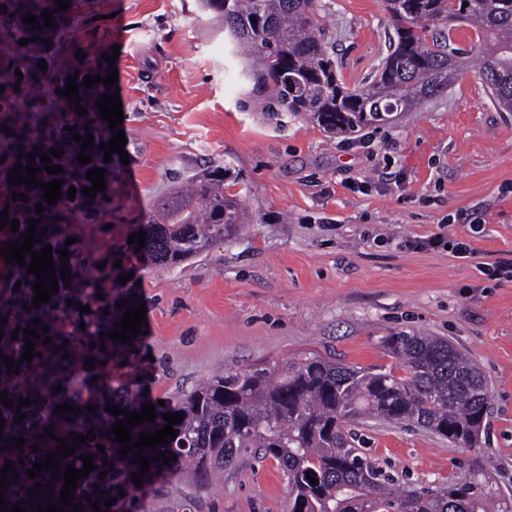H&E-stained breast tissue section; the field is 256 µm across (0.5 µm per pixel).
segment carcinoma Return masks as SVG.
I'll return each mask as SVG.
<instances>
[{"label":"carcinoma","mask_w":512,"mask_h":512,"mask_svg":"<svg viewBox=\"0 0 512 512\" xmlns=\"http://www.w3.org/2000/svg\"><path fill=\"white\" fill-rule=\"evenodd\" d=\"M208 5L224 17V28L240 44L253 52L259 66L254 72L260 87L285 112L307 115L330 133H351L356 129L388 120L396 112H409L421 100L448 87L459 73L472 66L478 69L491 101L501 112H512V0H386V7L396 24L397 40L376 77L362 88L348 89L338 82L334 61L329 53L324 29L319 22L324 9L321 0H208ZM451 22L473 28L479 51L477 59L455 58L446 50L444 29ZM28 110L37 116L35 125L20 126L11 118L0 119V147L9 153L7 165L0 168V178L8 179L15 165L28 166L27 154L46 151L57 144L78 155L83 142L74 135L86 134L100 141L106 128L95 112L88 118L92 130L78 125L71 132L62 120L46 128L39 100L33 99ZM10 128L11 134L3 132ZM87 171L74 159L61 176V196L50 205L40 188H19L33 202H41L45 211L25 209L19 216V229L13 240H23L30 221L36 226L40 242L52 246L56 267H65L70 285H65L61 272H56L59 293L48 303L34 307L33 283L36 276L27 273L32 256L25 265L14 264L11 282L22 281L20 290L0 292V315L8 319V333L18 332L17 339L0 341V355L21 359L26 343L23 329H38L40 339L29 363L22 362L16 375L0 358V391L7 392L11 406L0 402V417L5 427L0 431V467L14 462L18 474L5 493V501L31 509V505L60 501L64 478L44 470L34 479L26 471L33 463L57 450L59 442L51 437L39 438L46 429L61 439L70 434H87L94 430L96 439L76 449L73 455L60 459L59 473L74 464L83 468L82 455L95 457L97 469L77 481L71 504L83 503V512H95L92 502L115 512L124 507L130 493L137 489L133 474L141 466L131 463L133 453L120 458V445L113 442L112 426L125 419L106 411L117 405L128 413L139 412L145 399L140 393L112 382L90 384L85 380L59 382L55 374L76 361L86 363L110 361L118 349L117 342L100 338L120 324L126 308L117 301L102 302L85 321L77 342L67 341L62 327L63 314L77 292L92 286L82 271L84 261L65 247L66 239L57 233L62 210H76L90 217L105 202L106 191L96 192L91 199L82 188L92 186ZM76 188L75 199L67 196ZM248 223L242 200L235 193L224 192V176L213 173L194 183L190 193H174L163 213L148 216L143 230L145 247L140 253L163 267H176L216 241L224 240L236 225ZM47 232H42V229ZM70 253L60 261L59 250ZM109 314H104V310ZM41 319V325L33 320ZM50 331L43 332V327ZM50 344H44L45 338ZM395 368L371 371L355 368L331 358L305 355L282 368L244 370L217 375L198 384L163 406L155 407L154 422L131 429L132 440L140 434L162 429L167 424L163 414L178 413L182 422L173 425L177 436L165 445L148 447L141 455L148 459L150 471L144 482H150L161 471L184 470L196 478L197 489L206 487L210 475L224 471L241 454H260L276 460L288 487L290 512H512V497L495 493L483 462L474 457L469 476L431 491L404 490L396 487L356 444L351 426L364 416L387 423H407L423 427L464 448L475 446L488 410L487 382L469 359L449 341L436 336L398 333L386 340ZM402 374H397V371ZM61 385L62 391L54 388ZM30 399L22 409L18 404ZM64 403L76 409L61 416L54 413ZM96 407L91 413L87 407ZM26 419L14 423L16 410ZM24 437L26 443L17 449L13 438ZM103 445L105 451L98 450ZM39 451H33V446ZM8 446L10 450L3 451ZM176 456L170 464L153 460L154 452ZM105 471V478H99ZM318 480L312 485L306 474ZM51 484L53 498L40 488L42 498L27 503L28 492L36 484ZM124 494H119V490ZM88 498H83V495ZM116 503L106 506V499Z\"/></svg>","instance_id":"cac0c4a2"}]
</instances>
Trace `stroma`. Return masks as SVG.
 Segmentation results:
<instances>
[{"mask_svg":"<svg viewBox=\"0 0 512 512\" xmlns=\"http://www.w3.org/2000/svg\"><path fill=\"white\" fill-rule=\"evenodd\" d=\"M20 2L0 0V86L16 103L56 100L78 70L118 74L125 154L106 170L95 218L68 213L59 232L91 258L99 294L142 297L147 323L91 373L164 401L220 372L311 353L387 369L396 364L388 336L441 337L488 384L476 446L374 420L356 428L362 446L407 489L463 479L477 456L494 490L512 495V112L497 111L475 70L386 124L334 135L270 100L204 0H71L28 44ZM325 2L338 75L365 85L394 36L385 2ZM115 45L119 56L105 62ZM21 57L48 60L39 85L12 74ZM216 168L250 223L174 268L137 255L128 238L148 212ZM439 232L470 255L431 244ZM114 262L126 283L101 279L100 264ZM136 503L138 512H288V493L276 461L245 454L208 488L167 475Z\"/></svg>","mask_w":512,"mask_h":512,"instance_id":"35a3bbf8","label":"stroma"}]
</instances>
